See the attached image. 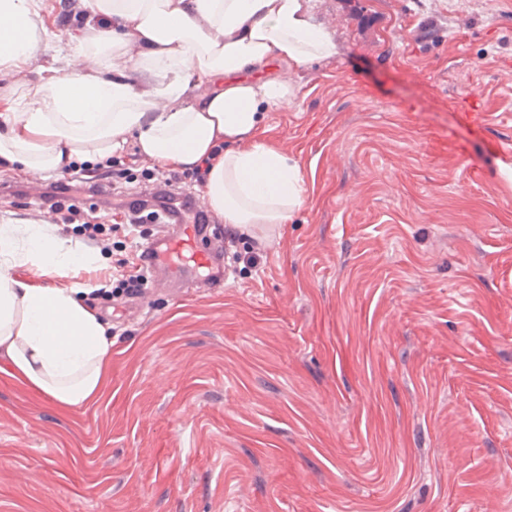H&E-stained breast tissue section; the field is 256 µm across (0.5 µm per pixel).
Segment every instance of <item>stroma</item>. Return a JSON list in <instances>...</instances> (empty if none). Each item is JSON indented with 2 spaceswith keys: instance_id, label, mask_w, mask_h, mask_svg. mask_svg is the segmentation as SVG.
Masks as SVG:
<instances>
[{
  "instance_id": "obj_1",
  "label": "stroma",
  "mask_w": 512,
  "mask_h": 512,
  "mask_svg": "<svg viewBox=\"0 0 512 512\" xmlns=\"http://www.w3.org/2000/svg\"><path fill=\"white\" fill-rule=\"evenodd\" d=\"M310 3L337 52L278 67L264 132L302 206L224 287L97 300L93 404L0 373V512H512V0ZM53 60L84 66L38 49L0 112Z\"/></svg>"
}]
</instances>
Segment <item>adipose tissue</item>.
I'll list each match as a JSON object with an SVG mask.
<instances>
[{"label": "adipose tissue", "instance_id": "1", "mask_svg": "<svg viewBox=\"0 0 512 512\" xmlns=\"http://www.w3.org/2000/svg\"><path fill=\"white\" fill-rule=\"evenodd\" d=\"M92 18L68 41L43 27L38 0H0V68L24 64L42 46L83 54L84 72L48 67L0 113V162L49 173L121 151L128 136L165 166L189 168L224 152L205 195L225 223L281 225L303 203L296 162L261 139L266 114L291 86L275 65L299 68L336 54L309 0H84ZM137 57H130L131 46ZM153 77L141 86L136 73ZM207 91L186 101L190 82ZM44 224L0 225V359L12 379L71 411L95 402L112 369V334L77 288H42L17 278L101 262Z\"/></svg>", "mask_w": 512, "mask_h": 512}]
</instances>
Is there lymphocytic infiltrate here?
I'll use <instances>...</instances> for the list:
<instances>
[{
    "label": "lymphocytic infiltrate",
    "mask_w": 512,
    "mask_h": 512,
    "mask_svg": "<svg viewBox=\"0 0 512 512\" xmlns=\"http://www.w3.org/2000/svg\"><path fill=\"white\" fill-rule=\"evenodd\" d=\"M211 159H204L190 171L152 165L141 173L143 198L126 202L115 190L116 184L130 180L131 174L119 158L111 156L96 163H70L60 178L47 181L39 198L41 206L54 217L55 223L74 225L79 235L97 245L106 244L112 233H133L142 225L152 224L165 215L185 207L187 194L204 185ZM101 196V205L110 210L117 221L101 222L96 214L86 213L80 206L84 194Z\"/></svg>",
    "instance_id": "lymphocytic-infiltrate-1"
}]
</instances>
